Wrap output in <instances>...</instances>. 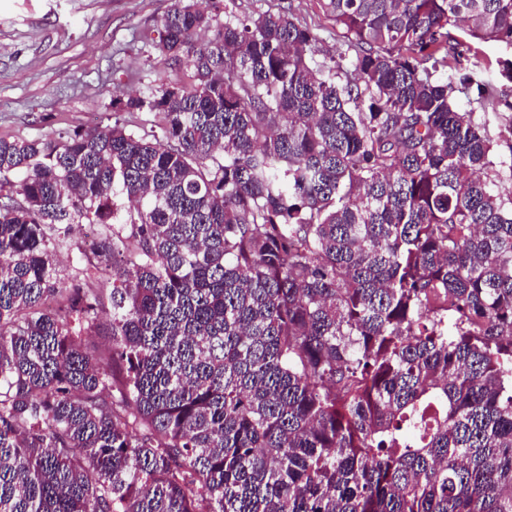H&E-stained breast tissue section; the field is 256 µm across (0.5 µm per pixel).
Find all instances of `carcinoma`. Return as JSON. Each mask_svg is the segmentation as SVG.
<instances>
[{"label": "carcinoma", "mask_w": 512, "mask_h": 512, "mask_svg": "<svg viewBox=\"0 0 512 512\" xmlns=\"http://www.w3.org/2000/svg\"><path fill=\"white\" fill-rule=\"evenodd\" d=\"M320 5L176 0L159 138H0V512H512V142L440 77L512 0ZM289 0H220V18L224 13H232L239 18L256 17L264 12H276L288 6ZM293 4L296 16L310 24L320 38V52L316 56L318 62L337 57L346 50V43L337 36L332 23L323 16L317 0H294Z\"/></svg>", "instance_id": "obj_1"}]
</instances>
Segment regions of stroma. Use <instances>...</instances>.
Segmentation results:
<instances>
[{
	"label": "stroma",
	"instance_id": "35a3bbf8",
	"mask_svg": "<svg viewBox=\"0 0 512 512\" xmlns=\"http://www.w3.org/2000/svg\"><path fill=\"white\" fill-rule=\"evenodd\" d=\"M294 4L320 38L318 61L346 44L318 0H220L239 18ZM174 0H0V137L44 139L95 125L130 123L160 135V119L128 118L112 101L145 96L166 80H189L185 63L166 59L158 26Z\"/></svg>",
	"mask_w": 512,
	"mask_h": 512
}]
</instances>
